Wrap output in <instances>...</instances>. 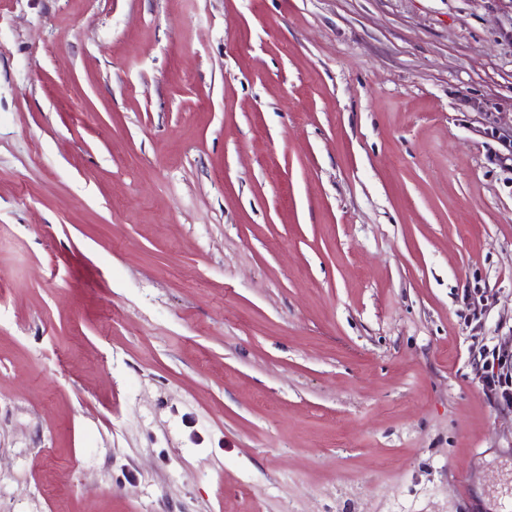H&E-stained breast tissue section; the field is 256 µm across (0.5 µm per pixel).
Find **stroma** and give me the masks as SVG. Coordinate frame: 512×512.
<instances>
[{
	"instance_id": "stroma-1",
	"label": "stroma",
	"mask_w": 512,
	"mask_h": 512,
	"mask_svg": "<svg viewBox=\"0 0 512 512\" xmlns=\"http://www.w3.org/2000/svg\"><path fill=\"white\" fill-rule=\"evenodd\" d=\"M512 0H0V512H506ZM482 369V388L485 394L490 395L494 392L498 398L500 394V399L505 404H512V386H509V378H511L512 385V373L508 374V356L500 357L498 355L495 359L493 355L492 362L485 361Z\"/></svg>"
}]
</instances>
